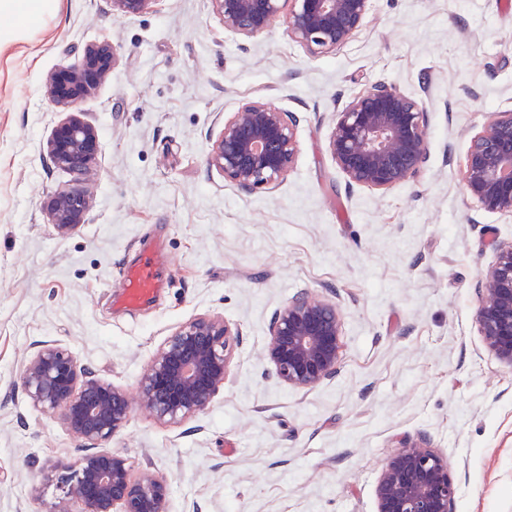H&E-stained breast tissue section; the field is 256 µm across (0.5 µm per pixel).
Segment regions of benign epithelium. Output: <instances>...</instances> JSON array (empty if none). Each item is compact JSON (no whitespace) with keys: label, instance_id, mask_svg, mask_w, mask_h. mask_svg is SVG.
I'll list each match as a JSON object with an SVG mask.
<instances>
[{"label":"benign epithelium","instance_id":"obj_1","mask_svg":"<svg viewBox=\"0 0 512 512\" xmlns=\"http://www.w3.org/2000/svg\"><path fill=\"white\" fill-rule=\"evenodd\" d=\"M123 18L153 10L156 0H107ZM224 28L246 39L270 30L287 14L288 36L315 56L333 54L360 28L371 0H210ZM116 54L108 42L84 48L73 65L48 78L49 99L71 108L111 75ZM299 118L271 102L252 99L224 121L207 152L208 168L240 191L271 192L284 180L297 152ZM427 112L395 85L377 82L337 112L327 149L350 186L387 193L416 177L428 159ZM98 131L71 112L45 144L52 166L81 181L94 171ZM463 188L484 210L512 215V109L494 113L470 140ZM84 193L59 191L46 212L57 234L66 236L85 219ZM486 348L512 369V243L497 249L481 278L477 313ZM342 320L335 302L307 291L296 294L273 316L264 358L294 389H308L340 368ZM239 332L219 316H202L179 326L140 375V406L163 423H180L204 410L224 386L232 344ZM21 386L32 405L60 412L68 430L100 442L127 425L125 389L91 375L54 340L41 342L25 361ZM63 471L58 494L46 512H168L167 482L143 469L134 473L127 457L107 449L89 452ZM377 512H455L458 484L448 460L423 436L399 447L377 483Z\"/></svg>","mask_w":512,"mask_h":512}]
</instances>
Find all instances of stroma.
<instances>
[{
	"mask_svg": "<svg viewBox=\"0 0 512 512\" xmlns=\"http://www.w3.org/2000/svg\"><path fill=\"white\" fill-rule=\"evenodd\" d=\"M106 41L110 77L75 107L99 134L91 181L43 147L64 114L48 75ZM378 81L428 113L420 174L379 194L348 187L326 149L336 111ZM295 113L298 150L270 193L244 194L207 148L243 102ZM512 107L505 0H372L336 53L312 56L285 21L244 40L210 0H156L115 18L107 0H63L0 48V512H43L53 467L84 443L32 406L26 358L53 340L135 390L181 324L219 315L240 338L224 386L180 424L132 404L106 445L161 476L169 512H376L387 459L426 436L459 484L456 512H512V369L478 329L479 274L512 241V216L463 192L469 142ZM82 189L86 221L57 235L44 204ZM157 246L168 282L147 306L113 296ZM307 290L342 317L336 376L308 390L262 359L274 314Z\"/></svg>",
	"mask_w": 512,
	"mask_h": 512,
	"instance_id": "obj_1",
	"label": "stroma"
}]
</instances>
